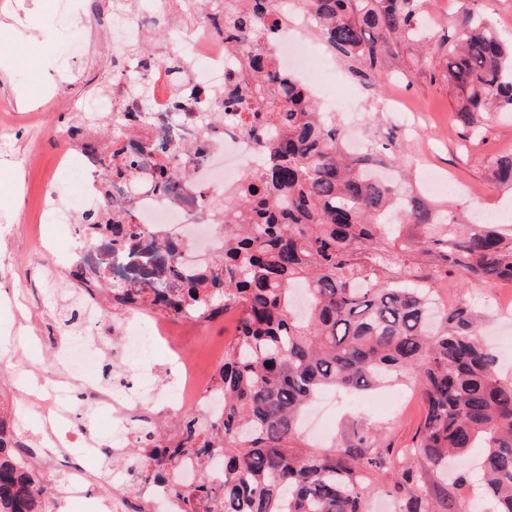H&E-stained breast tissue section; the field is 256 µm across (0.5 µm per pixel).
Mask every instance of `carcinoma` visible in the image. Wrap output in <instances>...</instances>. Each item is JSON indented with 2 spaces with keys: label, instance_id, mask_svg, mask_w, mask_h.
Wrapping results in <instances>:
<instances>
[{
  "label": "carcinoma",
  "instance_id": "cac0c4a2",
  "mask_svg": "<svg viewBox=\"0 0 512 512\" xmlns=\"http://www.w3.org/2000/svg\"><path fill=\"white\" fill-rule=\"evenodd\" d=\"M217 32L246 58V76L224 85V111L247 105L266 132L260 164L216 208L231 224L215 268L187 282V307L240 314L217 383L224 419L190 418L178 447L204 460L222 447L224 482L174 490L187 512H365L373 481L391 473L398 512H467L432 475L478 452L484 495L512 512V378L485 345L480 322L458 303L432 309L429 282L456 276L512 283V224H460L454 215L374 177L372 155L350 160L336 119L277 66L269 43L283 21L280 0H206ZM325 43L362 67L378 68L390 38L420 25L416 0H301ZM443 78L467 140L482 136L489 111L512 112V43L470 22L449 50ZM127 238L107 209L81 212ZM416 224L423 239L401 240ZM421 386L418 446L398 455L368 429L344 445L317 447L300 416L325 388L363 392L385 377ZM171 439L143 445L145 481L177 466ZM31 455L0 417V512H48V490Z\"/></svg>",
  "mask_w": 512,
  "mask_h": 512
}]
</instances>
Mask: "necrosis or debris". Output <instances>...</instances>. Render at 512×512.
Masks as SVG:
<instances>
[{
  "instance_id": "obj_1",
  "label": "necrosis or debris",
  "mask_w": 512,
  "mask_h": 512,
  "mask_svg": "<svg viewBox=\"0 0 512 512\" xmlns=\"http://www.w3.org/2000/svg\"><path fill=\"white\" fill-rule=\"evenodd\" d=\"M123 2L124 10L105 19L92 17L67 39L71 57L86 55L89 39L98 31L105 33L114 48L119 70L112 79L111 96L97 95L78 106L90 116L111 110L112 135L98 137L97 154L57 158L56 178L46 183L40 200L39 221L65 224L70 220L69 210L59 201L56 181L60 178L86 176L87 195L100 201L102 161L109 158L121 163V149L128 143L125 133L133 130L137 144L149 148L144 166L113 178L109 195L113 216L131 225V239L125 247L115 249L101 235L90 233L88 226H81L78 234L83 248L56 251L49 275L57 277L73 263L83 267L81 310L91 328L100 323L102 303L119 296L124 299L123 318L114 333L121 339L122 360L136 365L138 381L108 390L86 386L90 400L121 414L141 411L140 427L152 428V418L142 412L155 397L146 357L155 342L163 340L175 365L172 413L192 408L208 424L223 417L224 393L215 380L199 378L193 360L171 341L169 331L175 325L197 330L209 319L174 311L156 303L155 297L174 294L223 255L224 218L212 201L254 170L258 146L248 133L249 113L237 111L218 120L212 117L224 95V82L237 65L232 48L225 45L211 22L198 20L203 0H180L182 10L194 16L189 23L170 19L171 0ZM308 24L307 13L295 14L290 24L281 28L272 52L310 90L321 92L327 111H347L350 97L338 100L322 92L327 58L304 56L294 48L296 34ZM159 168L169 180L164 190L154 186V172ZM204 467L213 483H222L221 451H213L204 466L195 455L187 454L169 473L167 482L128 485L127 499L132 503L145 499L155 512H172L169 484L191 486Z\"/></svg>"
}]
</instances>
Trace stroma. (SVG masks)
<instances>
[{"mask_svg":"<svg viewBox=\"0 0 512 512\" xmlns=\"http://www.w3.org/2000/svg\"><path fill=\"white\" fill-rule=\"evenodd\" d=\"M94 0H83L80 11L64 15L58 0L47 9L18 17L16 0L0 9V22L21 19L19 33H0V61L38 55L43 65L30 69L19 65L0 72V102L15 111L44 114L36 141L17 134L10 154L0 153V409L11 414L25 435L42 432L46 384L65 375L59 359L72 334L92 338L90 328L77 314L78 306L62 279H48V259L20 232L33 221L46 182L58 155L71 152V142L56 136V129L75 116L72 100L93 94L95 87L111 78L112 65L90 67L85 61L61 63L60 50L67 31L82 26ZM425 24L415 40L395 37L382 66L356 75L357 65L336 57V75L360 92L361 104L354 126L345 137H358L366 146L395 142L413 188L427 193L425 171L451 179L456 189L438 195L450 212L463 218L477 213L512 216V191L495 176L496 158L512 154V116H491L484 122V138L464 140L456 121V103L441 77L449 47L469 17L484 16L503 38H512V0H418ZM68 72L72 81L59 80ZM435 298L444 307L468 303L481 316L497 343L504 363L512 364V283L494 286L465 285L456 279L434 283ZM355 397L325 392L305 419L308 443L344 444L360 428L372 430L383 447L400 451L413 447L424 417L419 389L390 383L361 393L362 407H353ZM72 418L68 431L79 436L91 432L100 454L83 460L78 453L37 457L45 483L66 485V473L84 467L91 479L83 498H69L64 512H98V505L111 501L110 490L122 483L127 467L124 455H108L112 446V423L92 402L71 398Z\"/></svg>","mask_w":512,"mask_h":512,"instance_id":"1","label":"stroma"}]
</instances>
